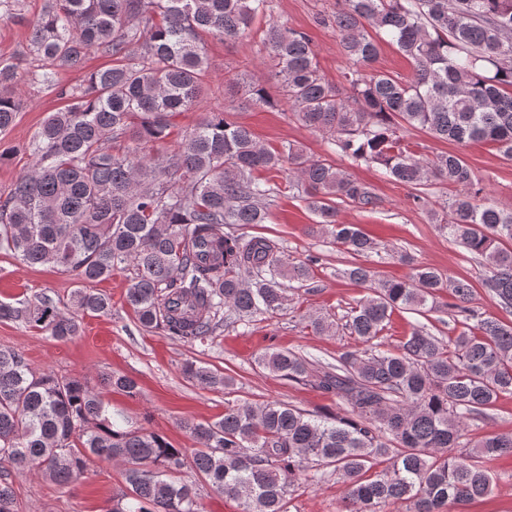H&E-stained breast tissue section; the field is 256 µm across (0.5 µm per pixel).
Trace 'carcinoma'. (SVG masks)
Instances as JSON below:
<instances>
[{"label":"carcinoma","instance_id":"1","mask_svg":"<svg viewBox=\"0 0 512 512\" xmlns=\"http://www.w3.org/2000/svg\"><path fill=\"white\" fill-rule=\"evenodd\" d=\"M318 22L336 30L349 66L332 84L320 73L311 36L270 26L266 49L297 120L324 135L331 151L376 165L388 177L421 187L454 188L432 212L448 240L489 270L486 286L512 308V210L492 203L472 169L454 153L418 157L410 128L463 144L483 141L512 159V0H336ZM270 0H45L29 51L45 63L31 79L52 87L66 106L50 113L28 151L31 169L0 197V252L28 265H50L79 286L81 314H108L111 299L88 285L133 271L126 302L140 325L193 345L230 319L244 324L288 305L284 281L310 279L313 260L290 263L278 240L242 229L266 222L279 195L297 191L317 226L346 252L364 257L378 243L337 219L336 201L373 212L371 185L292 144L268 149L234 113L207 112L191 130L176 118L200 104L207 58L200 33L247 37ZM392 42L415 64L412 80L371 71L381 44ZM113 65L86 83L59 85L54 70L79 71L90 52ZM16 65L0 60V135L21 110ZM229 86L255 105L262 89L242 77ZM288 173L278 184L256 172ZM371 294L352 308L351 335L368 344L318 371L294 351H271L258 364L346 402L321 415L281 400L228 402L224 416L184 428L198 447L176 448L115 414L88 382L35 371L24 355L0 348V468L32 471L62 487L96 460L124 467L125 488L108 512H203L201 494L182 479L191 469L241 512H289L300 477L330 470L345 485L339 512H445L492 491L486 462L512 457V433L486 437L468 452L467 420L512 393V323L469 307L472 284L415 266L404 280L379 277L362 264L345 271ZM449 307L474 321L448 350L416 325L394 350L373 340L397 310L424 315L440 290ZM0 320H22L67 342L76 316L50 298L0 303ZM203 389L228 390L231 377L196 361L181 368ZM103 384L134 398L135 379ZM0 512H16L0 480Z\"/></svg>","mask_w":512,"mask_h":512}]
</instances>
